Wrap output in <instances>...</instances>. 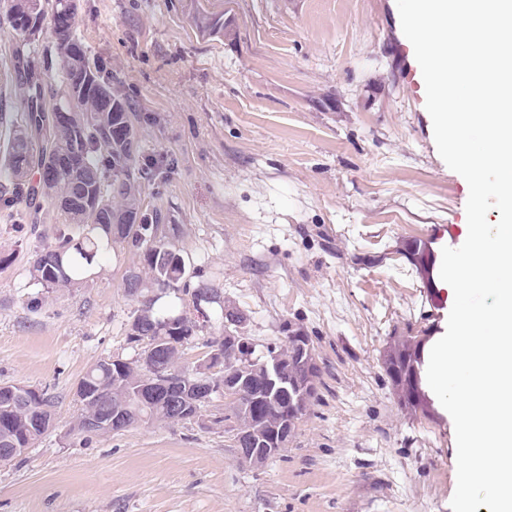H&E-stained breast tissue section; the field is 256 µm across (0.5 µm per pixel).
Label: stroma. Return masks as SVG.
<instances>
[{"instance_id":"1","label":"stroma","mask_w":512,"mask_h":512,"mask_svg":"<svg viewBox=\"0 0 512 512\" xmlns=\"http://www.w3.org/2000/svg\"><path fill=\"white\" fill-rule=\"evenodd\" d=\"M223 15V37L197 13ZM77 35L142 116L145 212L217 302L180 364L237 332L257 354L311 337L316 397L287 448L244 465L232 433L200 420L139 423L88 442L70 425L97 361L136 359L125 284L143 254L119 243L82 287L47 291L30 265L61 226L0 191V384L52 396L34 447L0 466V512H452L454 423L403 412L381 367L389 337H442L454 297L402 255L467 237L466 180L440 157L396 0H79ZM233 310L238 321L226 319Z\"/></svg>"}]
</instances>
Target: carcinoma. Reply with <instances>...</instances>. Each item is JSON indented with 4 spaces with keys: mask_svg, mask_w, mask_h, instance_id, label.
<instances>
[{
    "mask_svg": "<svg viewBox=\"0 0 512 512\" xmlns=\"http://www.w3.org/2000/svg\"><path fill=\"white\" fill-rule=\"evenodd\" d=\"M78 5L72 0H0V16L8 22L15 40L14 70L16 101L0 92V102L14 112L0 111V124L8 125L3 164L11 183L65 226L58 241L44 247L30 268L31 278L47 289L77 288L112 244L126 242L143 250L148 278L135 275L140 298L129 328V338L154 348L163 358L169 377L160 392L141 393L147 369L140 360H101L82 377L80 413L72 432L89 439L107 435L112 429L85 428L92 417L104 424L122 414L132 425L143 419L187 422L199 416L204 403L198 392L211 378L224 377L245 385L247 398L228 403L238 422L234 433L237 447L255 448L262 465L269 457L264 449L275 448L280 433L293 435L306 414L319 375L314 346L308 336L288 337V346L267 349L278 358L280 382L270 386L262 359L254 356L250 338L240 346L225 347L224 339L207 341L210 350L224 355V373L209 377L193 369L178 367L180 347L197 336L200 325L183 314L155 309L159 290L188 293L187 264L176 246L157 236L159 217L143 212V182L148 172L141 162L140 127L129 100L112 87V76L101 61L75 38ZM55 37V70L59 85L46 92L38 72L42 52L39 38L45 22ZM69 99L72 118L59 120L58 105ZM69 160L72 177L61 173L50 180L30 183L31 176ZM411 261L425 272L433 267V255L426 244L415 241L408 249ZM426 337L411 332L391 336L383 351L385 375L397 396L400 408L415 416L426 415L431 401L422 387ZM54 401L44 391L20 390L13 384L0 389V465L20 456L18 448L32 447L53 422Z\"/></svg>",
    "mask_w": 512,
    "mask_h": 512,
    "instance_id": "1",
    "label": "carcinoma"
}]
</instances>
